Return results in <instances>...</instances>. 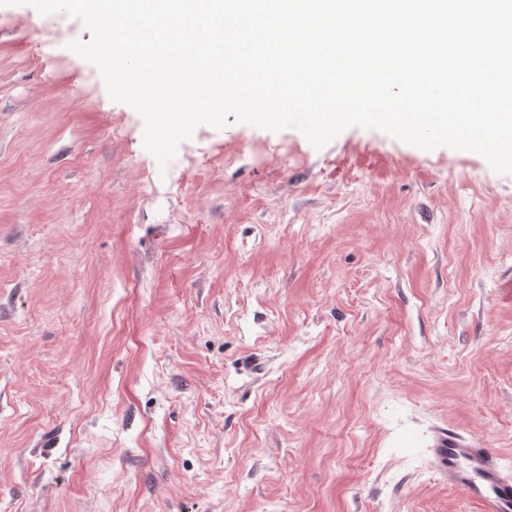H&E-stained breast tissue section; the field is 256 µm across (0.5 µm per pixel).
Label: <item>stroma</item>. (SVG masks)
<instances>
[{"label":"stroma","instance_id":"35a3bbf8","mask_svg":"<svg viewBox=\"0 0 512 512\" xmlns=\"http://www.w3.org/2000/svg\"><path fill=\"white\" fill-rule=\"evenodd\" d=\"M0 6V512H481L512 475V174L349 128L199 126L160 170ZM431 455L436 473L481 504L483 512H512V477L492 448L444 429L435 436Z\"/></svg>","mask_w":512,"mask_h":512}]
</instances>
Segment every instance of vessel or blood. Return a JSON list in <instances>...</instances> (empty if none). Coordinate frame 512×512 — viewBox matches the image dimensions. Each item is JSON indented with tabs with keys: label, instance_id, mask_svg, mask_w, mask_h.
<instances>
[{
	"label": "vessel or blood",
	"instance_id": "obj_1",
	"mask_svg": "<svg viewBox=\"0 0 512 512\" xmlns=\"http://www.w3.org/2000/svg\"><path fill=\"white\" fill-rule=\"evenodd\" d=\"M431 455L437 474L481 504L483 512H512V476L505 474L496 451L443 430Z\"/></svg>",
	"mask_w": 512,
	"mask_h": 512
}]
</instances>
